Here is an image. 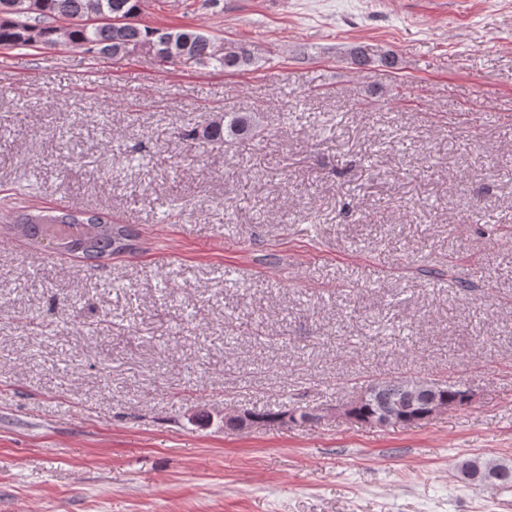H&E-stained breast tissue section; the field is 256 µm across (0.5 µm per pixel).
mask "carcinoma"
Masks as SVG:
<instances>
[{"instance_id": "carcinoma-1", "label": "carcinoma", "mask_w": 512, "mask_h": 512, "mask_svg": "<svg viewBox=\"0 0 512 512\" xmlns=\"http://www.w3.org/2000/svg\"><path fill=\"white\" fill-rule=\"evenodd\" d=\"M19 10L0 12V48L40 46L57 48L80 47L98 56H115L145 50L161 62L178 68L212 66L226 72L242 70L253 61L251 50L242 43L224 44V55L211 52L212 36L193 29L151 27L140 20L143 0H11ZM122 16L125 22L116 26L112 17ZM350 64L363 67L378 64L387 69L398 66V59L390 53L371 54L363 45H353L346 53ZM252 117L237 114L220 117L202 129H181L178 137L193 143L222 144L227 138L248 137ZM44 224H87L92 232L77 237H47L42 234ZM10 228L30 242L47 243L63 253H79L87 261L108 259L125 247L131 230L112 223V216L101 211L80 209H46L35 204L23 206L12 216ZM385 401L406 389L403 379L382 381ZM440 393L447 404L462 408L469 403L462 387L444 383ZM383 401V402H385ZM383 402L370 399L359 409L356 419L363 420L381 408ZM256 421L280 422L284 425L305 422V413L299 406L283 405L276 412H248ZM459 478L467 486L512 487V466L467 457L458 467Z\"/></svg>"}]
</instances>
